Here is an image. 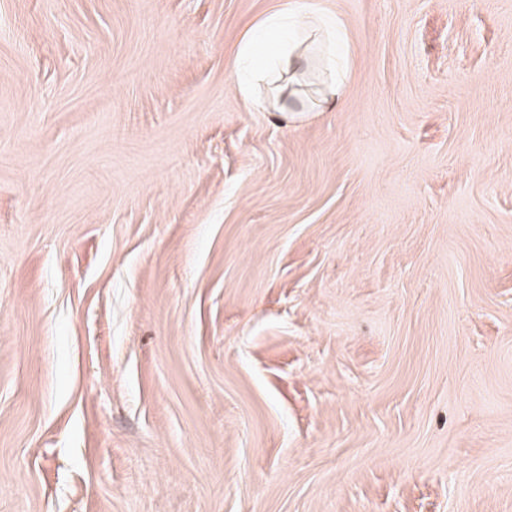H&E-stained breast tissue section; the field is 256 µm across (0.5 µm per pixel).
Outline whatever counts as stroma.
<instances>
[{
    "label": "stroma",
    "mask_w": 512,
    "mask_h": 512,
    "mask_svg": "<svg viewBox=\"0 0 512 512\" xmlns=\"http://www.w3.org/2000/svg\"><path fill=\"white\" fill-rule=\"evenodd\" d=\"M0 512H512V0H0ZM305 20L307 22L303 23ZM290 24L294 28L299 25V32L302 29H311L309 38L315 37L317 42V53L323 61L326 81L317 90L316 95L307 98L303 96L300 88H294L296 85L294 78L299 74L302 64L307 62L309 55L305 54L306 49L300 50L302 43L288 33L271 53L260 60H254L257 44L255 34L245 37L237 53V64L248 63L249 65L241 68L239 72L238 90L243 99L254 108L264 110L267 100L279 112H294L289 106L287 107L286 100H283V93L287 86L280 84L284 75L288 74V87H291L288 92V101L292 104L300 103L303 107H307L309 112H324L330 104H336L344 94L349 54L348 42L341 35L340 32L343 30L336 20L321 13L301 14L288 9V11L270 14L260 22L258 27L265 31L288 28ZM261 85L265 88L266 100L256 96Z\"/></svg>",
    "instance_id": "stroma-1"
}]
</instances>
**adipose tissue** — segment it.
<instances>
[{"label": "adipose tissue", "mask_w": 512, "mask_h": 512, "mask_svg": "<svg viewBox=\"0 0 512 512\" xmlns=\"http://www.w3.org/2000/svg\"><path fill=\"white\" fill-rule=\"evenodd\" d=\"M306 25L317 42V53L323 61L326 80L315 96L304 97L301 89H285L284 76H297L307 55L300 48L297 38L284 35L276 48L263 58H256L257 39L248 35L243 40L237 61L242 69L238 75V90L243 99L252 107L261 109L272 106L286 111V98H293L309 111L322 112L339 101L344 94L348 64V42L341 34L336 20L323 14H301L286 11L276 12L260 22L261 30H286L292 25Z\"/></svg>", "instance_id": "obj_1"}]
</instances>
